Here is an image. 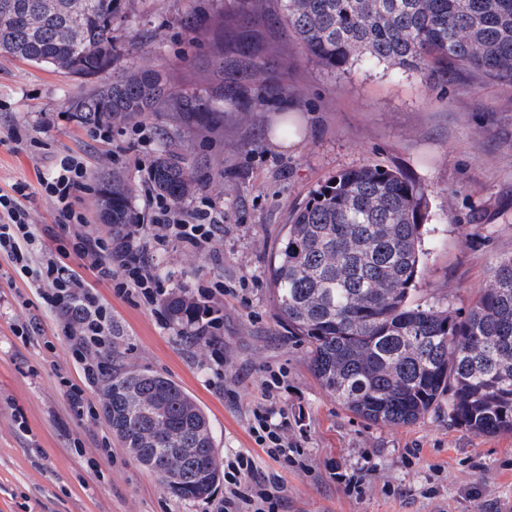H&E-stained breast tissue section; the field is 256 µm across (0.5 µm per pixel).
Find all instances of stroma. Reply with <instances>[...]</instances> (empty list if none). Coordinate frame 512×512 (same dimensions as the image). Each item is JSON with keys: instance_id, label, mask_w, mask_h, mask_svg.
Here are the masks:
<instances>
[{"instance_id": "35a3bbf8", "label": "stroma", "mask_w": 512, "mask_h": 512, "mask_svg": "<svg viewBox=\"0 0 512 512\" xmlns=\"http://www.w3.org/2000/svg\"><path fill=\"white\" fill-rule=\"evenodd\" d=\"M224 0H128L114 26L120 59L107 82L129 71H160L178 91L208 98L217 48L189 40L181 19L222 15ZM269 46L292 64L267 65L265 83L288 84L286 98L221 100L218 118L169 111L113 125L110 140L92 139L68 109L84 81L0 54V188L27 184L33 229L53 223L39 178L61 157L87 162L89 191L79 209L90 234L106 231L98 198L103 175L119 171L132 187L131 214L146 223L155 192L150 165L165 139L186 149L198 180L183 208L212 207L224 233L204 255L179 251L157 258L168 292L192 296L201 283L224 281L239 296L218 302L224 314V387L204 369V353L185 343L163 304L115 294L71 251L46 238L50 251L96 288L112 315L124 363L189 391L206 411L217 455L256 451L248 409L260 398L266 368H284L279 403L288 434L310 470L283 474V512H512V436L476 435L451 421L440 403L410 426L372 424L339 406L310 372L305 345L280 324L268 264L283 226L311 191L337 171L361 166L398 170L429 190L426 256L414 301L466 313L489 282L500 254L512 252V91L432 84L382 65L331 71L305 57L288 32ZM305 126L296 148L281 150L268 132L282 106ZM481 213L483 224L471 228ZM0 260V512H210L207 499L183 500L162 488L113 436L97 386L86 392L95 416L68 411L61 378L82 383L54 319ZM27 325L29 339L14 329ZM51 337L45 348L43 337ZM365 470L367 490L351 495L343 474Z\"/></svg>"}]
</instances>
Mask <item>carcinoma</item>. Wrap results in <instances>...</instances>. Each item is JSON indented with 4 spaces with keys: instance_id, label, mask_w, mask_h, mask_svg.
I'll return each mask as SVG.
<instances>
[{
    "instance_id": "1",
    "label": "carcinoma",
    "mask_w": 512,
    "mask_h": 512,
    "mask_svg": "<svg viewBox=\"0 0 512 512\" xmlns=\"http://www.w3.org/2000/svg\"><path fill=\"white\" fill-rule=\"evenodd\" d=\"M73 0H0V54L99 79L119 60L112 39L126 0H82L81 28L46 5ZM236 0L216 30L222 54L212 74L233 98L288 93L264 84L266 34L282 27L307 57L331 70L382 64L444 83L464 76L512 90V0H280L267 14ZM91 128L172 107L214 113L212 101L177 93L157 71L96 83L69 101ZM194 167L173 143L151 164L154 191L178 203ZM132 190L115 172L100 203L120 235L132 223ZM428 217L426 188L377 167L344 169L292 215L271 266L273 296L289 338L307 348L317 382L343 408L373 424L411 425L448 400L451 419L474 434L512 435V252L465 314L413 303ZM175 321L191 302L165 300ZM113 435L172 495L208 497L221 477L208 418L196 399L159 374L128 370L117 346L101 354Z\"/></svg>"
}]
</instances>
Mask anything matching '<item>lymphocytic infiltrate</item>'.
<instances>
[{
    "label": "lymphocytic infiltrate",
    "mask_w": 512,
    "mask_h": 512,
    "mask_svg": "<svg viewBox=\"0 0 512 512\" xmlns=\"http://www.w3.org/2000/svg\"><path fill=\"white\" fill-rule=\"evenodd\" d=\"M40 185L53 208V236L69 238L74 254L89 264L98 280L113 283L117 293L138 296L150 306L165 290L147 260L148 252L178 248L196 254L211 248L219 232L208 212L197 210L186 217L159 198L151 226L131 225L116 240L88 234L86 219L75 208L88 188L87 169L74 156L62 157ZM26 189V184L18 183L0 190V259L9 263L43 308L62 323L73 361L87 383L96 384L104 366L95 353L112 340V318L96 289L43 251L29 222ZM284 376V371L272 370L264 379L262 397L249 411L250 434L259 451L227 453L224 497L215 503V512H281L285 491L281 468H307L304 450L288 437V411L276 402ZM265 457L274 461V468L262 467Z\"/></svg>",
    "instance_id": "1"
}]
</instances>
